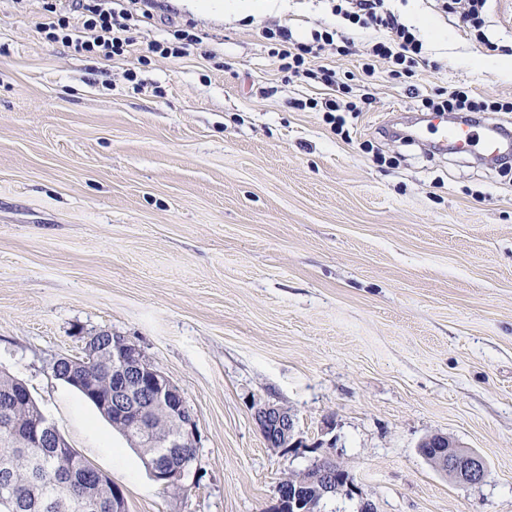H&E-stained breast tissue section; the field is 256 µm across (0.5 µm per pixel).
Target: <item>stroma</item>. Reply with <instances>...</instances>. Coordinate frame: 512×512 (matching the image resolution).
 <instances>
[{"label": "stroma", "instance_id": "1", "mask_svg": "<svg viewBox=\"0 0 512 512\" xmlns=\"http://www.w3.org/2000/svg\"><path fill=\"white\" fill-rule=\"evenodd\" d=\"M208 2L170 0L132 36L143 49L194 22L214 58L142 66L45 42L40 0H0V370L127 512H270L288 473L326 458L359 487L329 512H512V170L428 156L427 130L390 134L439 90L512 98V0L487 4L498 50L431 0H394L430 64L406 82L378 64L345 138L295 107L325 91L286 81L260 34L275 18L333 23L325 0L251 16ZM103 331L196 418L179 495L52 372ZM264 402L293 415L292 447L265 443ZM435 433L487 458L482 483L427 462Z\"/></svg>", "mask_w": 512, "mask_h": 512}]
</instances>
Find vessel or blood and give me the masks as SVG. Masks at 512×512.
<instances>
[{
  "mask_svg": "<svg viewBox=\"0 0 512 512\" xmlns=\"http://www.w3.org/2000/svg\"><path fill=\"white\" fill-rule=\"evenodd\" d=\"M428 128L434 135V148L440 153H475L492 160L512 150V139L502 136L494 127L481 130L467 121L448 126L441 119L432 118Z\"/></svg>",
  "mask_w": 512,
  "mask_h": 512,
  "instance_id": "obj_1",
  "label": "vessel or blood"
}]
</instances>
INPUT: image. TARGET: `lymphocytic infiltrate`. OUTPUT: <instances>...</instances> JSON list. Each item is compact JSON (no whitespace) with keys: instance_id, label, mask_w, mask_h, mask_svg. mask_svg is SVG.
<instances>
[{"instance_id":"1","label":"lymphocytic infiltrate","mask_w":512,"mask_h":512,"mask_svg":"<svg viewBox=\"0 0 512 512\" xmlns=\"http://www.w3.org/2000/svg\"><path fill=\"white\" fill-rule=\"evenodd\" d=\"M387 2L336 0L331 13L342 19V26L324 25L312 30L307 38H294L291 28L282 21L268 22L261 28L269 57L288 79L315 81L337 90L338 95L334 98L321 101L310 98L296 103L302 110H321L325 123L335 131H343L347 116L359 114L370 98L365 93L352 95L336 70L321 64L323 52L349 54L354 44L353 31L370 30L374 36L362 52L364 77H374L376 64L380 61L387 63L388 74L395 80L415 76L418 68L427 63L424 41L417 28L405 24L389 9ZM43 8L53 15L51 21L38 26L46 40L77 54H95L114 61L134 53L132 29L153 19L159 3L158 0H67L66 6L60 7L52 0H45ZM206 37L205 30L188 22L177 26L171 38L150 44L147 51L165 59L183 58L201 51ZM421 105L427 112H448L458 116L512 112V100L482 98L464 88L422 98Z\"/></svg>"}]
</instances>
